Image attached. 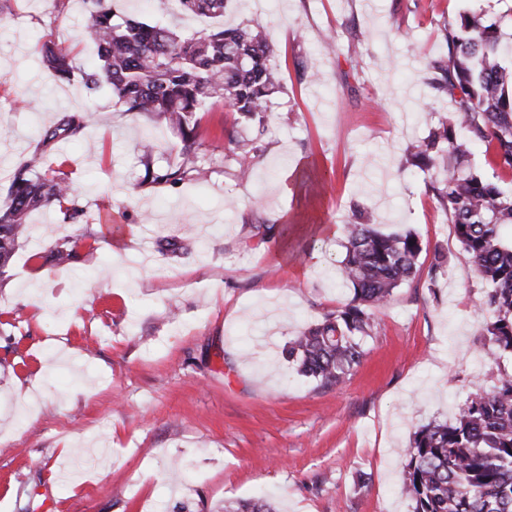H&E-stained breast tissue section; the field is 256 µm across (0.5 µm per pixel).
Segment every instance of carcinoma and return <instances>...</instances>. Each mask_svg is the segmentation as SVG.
Segmentation results:
<instances>
[{"label":"carcinoma","mask_w":512,"mask_h":512,"mask_svg":"<svg viewBox=\"0 0 512 512\" xmlns=\"http://www.w3.org/2000/svg\"><path fill=\"white\" fill-rule=\"evenodd\" d=\"M84 39L98 47L99 64L84 71L82 84L95 93L106 87L124 112L164 118L182 136L177 159L158 166L142 160L139 186L178 185L200 173L197 143L200 118L213 100L224 103L258 134L236 142L224 156L237 177L250 174L251 159L267 131L268 103L281 89L273 65L274 44L267 27L242 24L205 33L180 35L161 24L127 18L114 21L112 0H87ZM181 12L221 17L225 0H177ZM43 68L68 79L74 71L70 52L45 36L40 45ZM432 85L454 104L452 118L410 146L406 163L435 168L443 177L429 191L453 224L455 236L486 288L479 306L490 314L480 328L490 360L512 357V192L507 193L467 163L468 147L480 144L502 171L512 175V33L476 14L443 30V51L430 61ZM82 118L61 112L37 135L32 158L17 168L7 201L0 207V275L14 256L19 240L30 232L27 217L56 210L63 220L83 215L72 195L69 172L45 165L63 141L82 138ZM252 237L265 243L287 227L253 224ZM345 255L336 269L353 287L343 309L288 341V360L297 373L324 387L340 385L364 355L372 310L383 307L393 291L419 272L421 240L411 234L377 231L368 214L345 225ZM77 241L58 240L44 256L57 265L76 255ZM159 250L187 253L184 238L159 241ZM447 256L434 250L429 280L445 273ZM401 492L412 512H512V374L501 373L488 389L460 405L452 422L420 426L406 449ZM224 512H275L266 498L224 504Z\"/></svg>","instance_id":"1"}]
</instances>
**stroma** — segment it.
I'll use <instances>...</instances> for the list:
<instances>
[{"mask_svg":"<svg viewBox=\"0 0 512 512\" xmlns=\"http://www.w3.org/2000/svg\"><path fill=\"white\" fill-rule=\"evenodd\" d=\"M86 9L85 0L0 9V205L58 113H82L97 143L64 142L54 156L72 172L83 221L31 213V235L0 276V512H222L260 496L277 512H411L401 477L413 432L452 419L512 372V359L490 363L477 334L489 319L482 282L428 190L433 172L406 166L405 150L452 111L428 67L443 25L479 13L512 28V0H227L224 24L269 26L281 67L252 174L233 178L224 156L231 134L254 128L214 103L200 121L198 179L143 188V145L162 164L180 136L39 64L45 34L75 69L96 64L95 46L80 40ZM115 9L182 34L214 25L171 0ZM360 210L381 232L413 230L428 252L375 311L361 364L326 388L299 376L285 348L349 303L334 275L345 237L323 228ZM107 220L125 236L108 239ZM258 222L288 234L257 244ZM187 235L194 252H158L159 237ZM66 236L77 258L44 264ZM92 244L90 268L82 256ZM435 248L448 266L432 292Z\"/></svg>","mask_w":512,"mask_h":512,"instance_id":"35a3bbf8","label":"stroma"}]
</instances>
